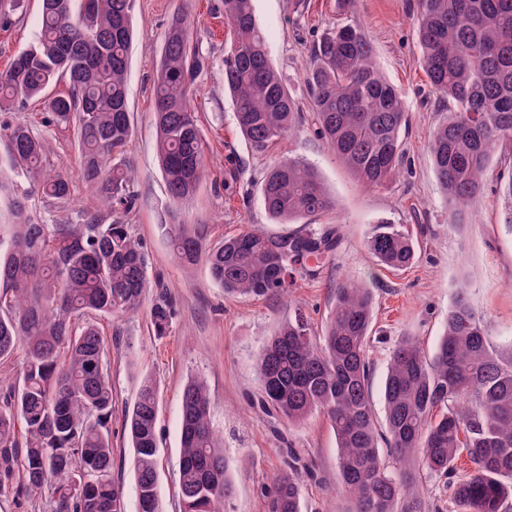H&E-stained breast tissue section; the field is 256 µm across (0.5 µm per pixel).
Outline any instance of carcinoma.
Instances as JSON below:
<instances>
[{
  "instance_id": "obj_1",
  "label": "carcinoma",
  "mask_w": 512,
  "mask_h": 512,
  "mask_svg": "<svg viewBox=\"0 0 512 512\" xmlns=\"http://www.w3.org/2000/svg\"><path fill=\"white\" fill-rule=\"evenodd\" d=\"M42 0L38 41L0 73V106L39 95L69 80L52 98V120L74 126L81 145L80 177L108 208L111 220L82 211L69 224H45L32 213L37 195L67 201L72 178L44 165L45 145L25 124L0 121L11 170L30 189L12 193L13 220L0 224V360L24 356L17 389L0 407V492L28 500L48 490L53 512H125L112 477V380L95 314L141 308L149 288V257L128 223L137 197L126 159L133 137L125 75L134 0ZM230 48L224 88L251 148L264 153L291 135L298 105L272 66L253 0H224ZM417 28L433 90L448 99V120L430 139L437 178L461 209L479 195L494 154L512 151V0H420ZM205 61L188 18L170 25L155 83L157 151L170 197H191L204 174V143L191 89ZM306 80L318 132L364 186L396 175L400 133L407 121L398 90L379 72L368 33L357 22L329 30L314 48ZM260 195L278 223L335 209L316 171L290 157L270 166ZM172 256L204 262L230 294L286 297L295 275H316L338 245L335 233L243 230L219 246L188 224L168 227ZM369 251L391 269L410 266L412 239L391 223L377 224ZM372 289L347 279L336 287L330 323L317 335L300 314L283 322L259 363L261 403L288 419L326 413L336 434L337 468L354 512H424L407 494L420 469L456 473L464 454L470 471L450 484L454 512H512V354L490 345L484 320L459 289L435 351L414 339L393 349L383 387L385 427L370 396L368 336ZM172 303L161 296L150 312L164 336ZM159 391L142 381L126 427L134 452L136 512L159 507ZM23 423V434L16 422ZM387 444L382 454L379 439ZM233 491L227 462L210 424L206 384L189 381L180 402L179 497L182 512H224ZM267 512H301L295 479L279 477Z\"/></svg>"
}]
</instances>
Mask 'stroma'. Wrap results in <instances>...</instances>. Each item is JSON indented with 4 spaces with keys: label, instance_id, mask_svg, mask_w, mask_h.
<instances>
[{
    "label": "stroma",
    "instance_id": "1",
    "mask_svg": "<svg viewBox=\"0 0 512 512\" xmlns=\"http://www.w3.org/2000/svg\"><path fill=\"white\" fill-rule=\"evenodd\" d=\"M41 0L11 7L0 0V72L33 45L39 31ZM256 21L274 68L299 104L295 129L281 146L265 154L250 151L224 90L223 0H136L133 40L127 68V99L134 133L127 158L138 172V202L129 222L149 253L142 306L130 315L99 317L108 346L114 406L112 472L124 489L126 512H136L133 450L123 433L125 415L140 384L156 382L160 396L159 483L161 512H181L179 500L180 400L186 383L203 379L210 395L211 424L226 457L233 493L228 512H265L266 493L275 479L292 472L301 492L302 512H351V498L336 480V435L326 414L312 411L291 423L260 404L257 362L265 340L294 312L315 332H323L335 303L336 285L345 278L373 291L374 320L369 339L372 404L385 415L382 385L390 355L400 339L414 337L433 351L458 289L485 320L491 345L512 351V198L506 175L512 159L494 158L482 192L464 212H456L437 179L428 144L448 117V106L429 84L418 42V0H254ZM187 16L194 42L207 58L193 89L194 107L205 146L207 175L189 199L173 201L159 168L154 124V81L163 38L176 16ZM359 22L369 33L377 68L403 94L408 121L400 135L402 160L396 180L364 188L337 162L316 133V117L305 80L314 46L329 28ZM58 80L41 100L0 108V118L28 125L49 142L50 160L74 174L68 203L33 200L47 224H62L97 201L78 180L80 146L73 128L45 124L47 99L67 94ZM313 167L336 211L317 218L335 228L338 247L316 276L300 277L290 301L226 294L204 264L184 266L173 258L166 227L200 224L210 243L247 228L283 232L265 211L258 184L280 156ZM388 220L415 242L416 257L404 270L378 265L366 248L370 228ZM168 294L175 315L167 336H154L149 310Z\"/></svg>",
    "mask_w": 512,
    "mask_h": 512
}]
</instances>
